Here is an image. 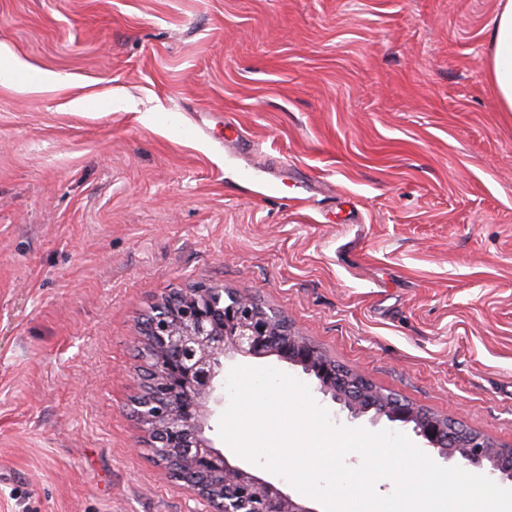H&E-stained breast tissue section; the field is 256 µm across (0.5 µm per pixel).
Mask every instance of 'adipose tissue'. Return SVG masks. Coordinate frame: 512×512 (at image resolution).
I'll list each match as a JSON object with an SVG mask.
<instances>
[{"label": "adipose tissue", "instance_id": "adipose-tissue-1", "mask_svg": "<svg viewBox=\"0 0 512 512\" xmlns=\"http://www.w3.org/2000/svg\"><path fill=\"white\" fill-rule=\"evenodd\" d=\"M488 79L504 112H512V0H503L492 20Z\"/></svg>", "mask_w": 512, "mask_h": 512}]
</instances>
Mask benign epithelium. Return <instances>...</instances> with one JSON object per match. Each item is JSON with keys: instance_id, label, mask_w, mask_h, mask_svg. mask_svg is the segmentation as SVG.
I'll use <instances>...</instances> for the list:
<instances>
[{"instance_id": "obj_1", "label": "benign epithelium", "mask_w": 512, "mask_h": 512, "mask_svg": "<svg viewBox=\"0 0 512 512\" xmlns=\"http://www.w3.org/2000/svg\"><path fill=\"white\" fill-rule=\"evenodd\" d=\"M249 301L222 288H201L166 302L151 327V342L160 358L158 372L170 402L162 410L150 403L140 405L137 415L144 421L164 418L163 444L173 460L186 461L203 474L218 475L238 486L239 497L224 499V512H319L308 499L282 490L226 456L205 434L206 417L222 403L223 359L228 354L253 358L275 354L302 368L318 360L317 348L292 331L286 342L276 343L270 315L254 312ZM316 372L319 390L343 405L351 418L367 414L355 406V388L343 381L335 364L320 363ZM371 410L374 422L385 418L412 427L425 447L445 462L485 470L498 482L512 483V467L484 454L483 449L496 447L489 437L474 432L460 444L455 425L446 419L424 418L409 406L385 400Z\"/></svg>"}]
</instances>
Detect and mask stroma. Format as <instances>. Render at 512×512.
I'll use <instances>...</instances> for the list:
<instances>
[{"label": "stroma", "mask_w": 512, "mask_h": 512, "mask_svg": "<svg viewBox=\"0 0 512 512\" xmlns=\"http://www.w3.org/2000/svg\"><path fill=\"white\" fill-rule=\"evenodd\" d=\"M500 0H0V512H214L132 417L226 288L512 446Z\"/></svg>", "instance_id": "stroma-1"}]
</instances>
